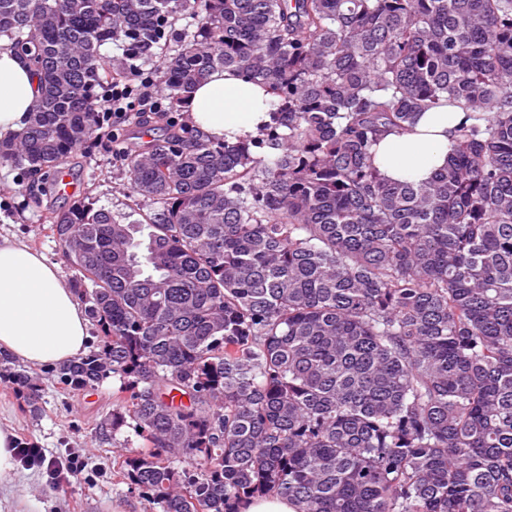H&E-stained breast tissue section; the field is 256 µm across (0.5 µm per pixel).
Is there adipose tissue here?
<instances>
[{"label":"adipose tissue","mask_w":512,"mask_h":512,"mask_svg":"<svg viewBox=\"0 0 512 512\" xmlns=\"http://www.w3.org/2000/svg\"><path fill=\"white\" fill-rule=\"evenodd\" d=\"M41 89L29 53L0 51V138L21 132ZM276 99L237 72L218 70L197 85L186 115L216 139L256 135ZM466 117L456 106L421 113L411 131L384 134L374 164L391 182L423 183L454 152L455 131ZM89 322L56 264L21 240L0 237V357L33 367L79 359L87 350Z\"/></svg>","instance_id":"1"}]
</instances>
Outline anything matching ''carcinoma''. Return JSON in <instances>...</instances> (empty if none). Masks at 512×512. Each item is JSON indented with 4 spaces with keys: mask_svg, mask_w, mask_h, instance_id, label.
Returning <instances> with one entry per match:
<instances>
[{
    "mask_svg": "<svg viewBox=\"0 0 512 512\" xmlns=\"http://www.w3.org/2000/svg\"><path fill=\"white\" fill-rule=\"evenodd\" d=\"M170 103L216 69L278 98L256 138L172 124L125 157V217H50L97 341L51 371L111 375L120 475L150 510L512 512V0H0L2 49L41 98L0 163L55 175L96 138L114 40L151 51ZM458 105L448 166L391 183L385 132ZM4 371L37 410V378ZM241 512H295V507L286 498H256L243 503Z\"/></svg>",
    "mask_w": 512,
    "mask_h": 512,
    "instance_id": "carcinoma-1",
    "label": "carcinoma"
}]
</instances>
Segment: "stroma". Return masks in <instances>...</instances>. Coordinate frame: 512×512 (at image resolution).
<instances>
[{
  "instance_id": "1",
  "label": "stroma",
  "mask_w": 512,
  "mask_h": 512,
  "mask_svg": "<svg viewBox=\"0 0 512 512\" xmlns=\"http://www.w3.org/2000/svg\"><path fill=\"white\" fill-rule=\"evenodd\" d=\"M132 122L116 127L113 140L82 147L69 162L75 186L59 193L52 180L8 163L0 164V236L17 237L59 266L67 280L75 273L49 232L51 214L91 196L97 207L137 219L127 197L121 149L130 145ZM40 379V411L30 414L25 396L7 378H0V429L32 442L42 450L40 463L18 465L12 481L0 484V512H147L139 489L117 473L119 455H135L143 440L127 426L103 427L112 413L118 379L107 377L95 386L65 392L46 368H31ZM75 458L80 474L68 481L51 478V466Z\"/></svg>"
}]
</instances>
